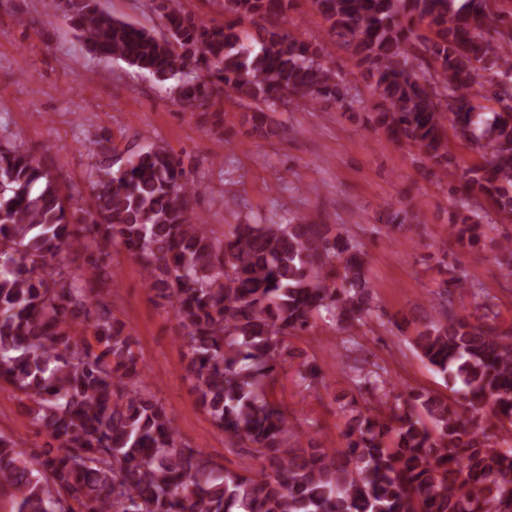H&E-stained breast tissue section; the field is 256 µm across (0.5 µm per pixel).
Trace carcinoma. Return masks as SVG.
<instances>
[{
	"instance_id": "carcinoma-1",
	"label": "carcinoma",
	"mask_w": 512,
	"mask_h": 512,
	"mask_svg": "<svg viewBox=\"0 0 512 512\" xmlns=\"http://www.w3.org/2000/svg\"><path fill=\"white\" fill-rule=\"evenodd\" d=\"M294 2L222 0L224 22L207 23L160 0L156 30L98 0H52L89 53L176 80L190 109L230 99L264 138L295 133L271 119L276 104L344 101L323 48L285 26ZM496 2L311 0L371 80L374 130L437 166L451 163V136L484 159L451 189L463 246L512 224V19ZM90 177L87 220L35 155L0 143V381L49 438L28 451L0 435L7 512H512V331H500L493 304L473 321L453 300L480 283L452 276L429 292L437 318L413 339L420 358L462 382L457 398L413 392L402 410L355 358L361 381L382 391L376 405L350 413L344 448L302 447L306 420L275 396L285 338L324 313L370 320L362 244L342 224L292 216L229 224L219 239L199 221L182 158L160 144L116 169L101 161ZM115 244L172 308L214 425L272 473L228 470L179 441L132 336L94 292ZM64 251L85 257L83 273ZM497 261L512 277L511 235ZM79 324L90 336L73 333Z\"/></svg>"
}]
</instances>
